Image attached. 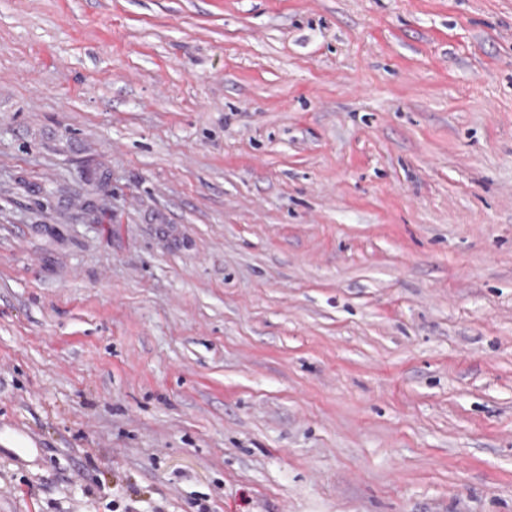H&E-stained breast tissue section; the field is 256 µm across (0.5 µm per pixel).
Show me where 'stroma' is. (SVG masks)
Wrapping results in <instances>:
<instances>
[{
  "label": "stroma",
  "instance_id": "stroma-1",
  "mask_svg": "<svg viewBox=\"0 0 512 512\" xmlns=\"http://www.w3.org/2000/svg\"><path fill=\"white\" fill-rule=\"evenodd\" d=\"M0 512H512V0H0Z\"/></svg>",
  "mask_w": 512,
  "mask_h": 512
}]
</instances>
